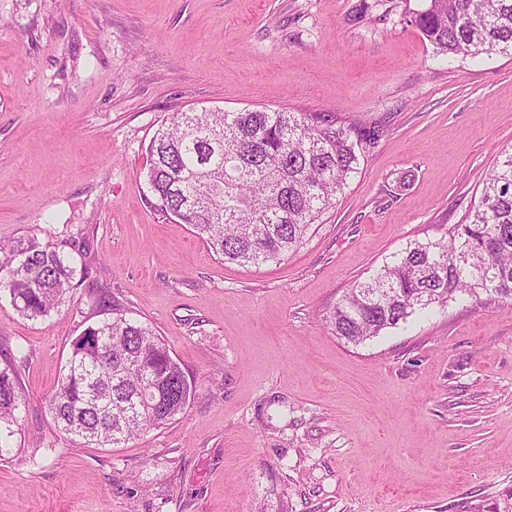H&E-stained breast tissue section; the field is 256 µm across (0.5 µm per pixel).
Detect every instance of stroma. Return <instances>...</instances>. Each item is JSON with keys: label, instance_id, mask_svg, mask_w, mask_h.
I'll return each instance as SVG.
<instances>
[{"label": "stroma", "instance_id": "1", "mask_svg": "<svg viewBox=\"0 0 512 512\" xmlns=\"http://www.w3.org/2000/svg\"><path fill=\"white\" fill-rule=\"evenodd\" d=\"M426 0H0V243L84 272L29 320L0 293V363L27 406L0 512H512V301L456 300L360 345L331 307L476 205L512 148V54L449 59ZM325 112L387 133L280 264L223 262L157 210L171 112ZM110 295L197 388L117 448L46 404Z\"/></svg>", "mask_w": 512, "mask_h": 512}]
</instances>
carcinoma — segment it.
<instances>
[{
	"label": "carcinoma",
	"mask_w": 512,
	"mask_h": 512,
	"mask_svg": "<svg viewBox=\"0 0 512 512\" xmlns=\"http://www.w3.org/2000/svg\"><path fill=\"white\" fill-rule=\"evenodd\" d=\"M414 24L449 58L512 51V0H428ZM379 126H343L322 112L243 109L173 112L150 142L147 180L158 209L189 225L226 263H279L357 172ZM481 197L448 237L414 241L329 312L332 332L359 345L418 310L457 298L512 301V151L500 152ZM0 290L29 319L66 302L72 258L35 238L0 245ZM112 316L76 343L48 406L56 426L97 447H118L184 413L192 381L163 339L102 299ZM26 398L14 362L0 366V458Z\"/></svg>",
	"instance_id": "1"
}]
</instances>
